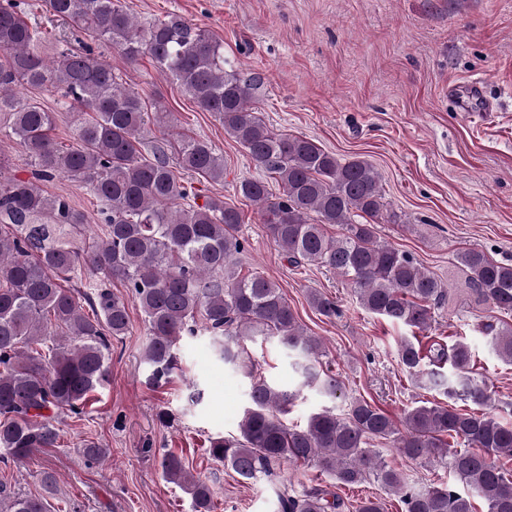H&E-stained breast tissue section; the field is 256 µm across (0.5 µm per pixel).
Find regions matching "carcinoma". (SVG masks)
I'll list each match as a JSON object with an SVG mask.
<instances>
[{"label":"carcinoma","instance_id":"cac0c4a2","mask_svg":"<svg viewBox=\"0 0 512 512\" xmlns=\"http://www.w3.org/2000/svg\"><path fill=\"white\" fill-rule=\"evenodd\" d=\"M87 40H43L28 21L24 0H0V135L22 148L29 177L0 174V462L20 461L60 439L56 419L86 414L90 393L109 381L112 341L129 332L128 303L138 306L146 328L143 362L148 382H169L179 363V344L203 330L216 357L253 373L242 346L250 336L274 338L295 351L302 384L329 399L343 382L321 369L322 343L300 326L279 286L260 274L241 275L239 211L214 197L200 204L193 180H224V157L204 139L165 137L172 114L146 104L97 60L90 42L112 45L130 62L151 58L203 112H211L265 177L244 180L241 195L261 208L270 236L290 265H315L345 278L370 314L420 332L431 327L432 307L448 289L423 270L412 254L379 241L376 220L385 208L380 177L367 160L343 161L314 141L269 127L255 103L258 75L244 77L224 58V43L205 27L177 14L147 27L118 0H44ZM17 85L49 88L59 109L91 113L79 120L75 143L61 148L50 136L56 113L14 92ZM153 124L160 135L147 142ZM60 174L84 183L98 200L102 232L77 244L83 215L64 196H46L40 183ZM282 193L270 199L268 180ZM341 232L333 236L327 227ZM478 299L512 312V264L479 248L459 255ZM126 289L120 297L112 291ZM310 306L338 314L336 303L312 290ZM490 347L512 364V327L485 325ZM475 350L460 339L425 347L400 342L398 358L424 389L450 403L404 410L405 433L364 398L346 412L326 407L303 427L281 418L295 394L263 380L252 383L239 435L209 440L207 456L243 480L256 482L283 461L312 462L333 479L298 492L274 489L277 512H341L334 488L372 479L398 495L402 512H512V471L493 459L512 458V425L490 412L492 391L473 372ZM454 400L468 409H457ZM388 440L410 463L436 460L462 484L411 483L372 448ZM82 457L107 455L85 440ZM162 477L191 495L195 512H212L211 485L168 451ZM0 512H54L43 495L0 488Z\"/></svg>","mask_w":512,"mask_h":512}]
</instances>
